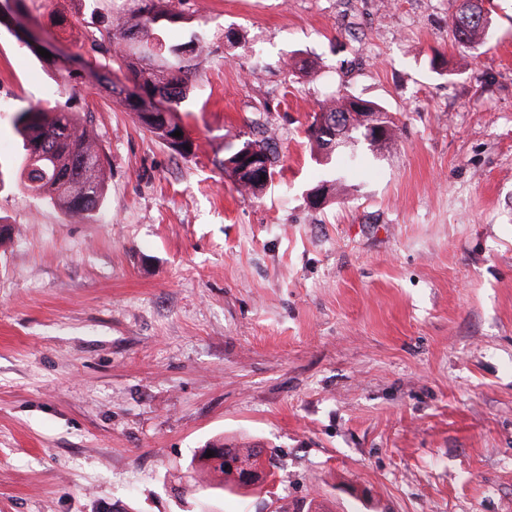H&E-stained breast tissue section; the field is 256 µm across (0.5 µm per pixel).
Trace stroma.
I'll return each mask as SVG.
<instances>
[{
    "label": "stroma",
    "instance_id": "35a3bbf8",
    "mask_svg": "<svg viewBox=\"0 0 512 512\" xmlns=\"http://www.w3.org/2000/svg\"><path fill=\"white\" fill-rule=\"evenodd\" d=\"M173 3L170 38L209 33L194 152L84 82L89 223L13 183L14 113L67 96L0 26V512H512V0L474 47L462 0ZM128 5L29 9L72 52ZM338 91L399 130L316 209L305 130ZM258 131L281 160L244 197L224 144ZM217 438L265 448L267 483L192 469ZM452 24L455 37L459 42L483 44L489 25L491 26V19L487 14L481 16V12H479L477 20H472L471 16H465L462 8Z\"/></svg>",
    "mask_w": 512,
    "mask_h": 512
}]
</instances>
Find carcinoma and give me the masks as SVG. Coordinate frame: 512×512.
Here are the masks:
<instances>
[{
    "instance_id": "carcinoma-1",
    "label": "carcinoma",
    "mask_w": 512,
    "mask_h": 512,
    "mask_svg": "<svg viewBox=\"0 0 512 512\" xmlns=\"http://www.w3.org/2000/svg\"><path fill=\"white\" fill-rule=\"evenodd\" d=\"M180 12L172 7L171 0H136V7L112 23V29L87 31L78 49L81 54H90L94 59L104 60L102 68L112 73L105 60H112L124 66L131 79L147 92L156 91L165 95L173 112L190 105L193 81L196 78V63L205 50L208 33L199 26L191 30L187 40L170 42L165 33L166 24L179 23ZM491 25L489 16H478L473 20L460 12L453 20L456 39L461 43L483 44ZM52 73L75 100L80 93L78 76L64 74L54 68ZM125 109L138 118L142 127L158 141L182 157L193 154L194 141L186 139L176 144L170 141L175 129L161 119L153 120L146 110L132 100V95L120 98ZM361 115L369 112L376 116V122L387 126L386 140L396 137L398 126L393 116L383 106L337 94L326 100L320 114L331 119L345 117V122L323 126L318 116L308 129V141L314 154L332 163L344 148H365L377 151L383 141L369 136L367 128L355 121L351 113ZM13 124L21 138L23 163L18 171V182L32 195L46 199L59 206L67 216L90 220L100 211L107 182L105 154L102 152L92 126L91 116L80 113L71 105L45 108L29 105L19 109ZM259 157V162L269 166L274 173L280 156L264 140L249 136L225 146L222 166L224 173L232 178L236 189L242 194L255 195L262 191L267 182L254 179L245 171L242 159ZM343 176L322 181L310 194L311 203L322 206L342 184ZM199 464L224 476L220 486L233 491L240 488L239 480L224 463L200 456Z\"/></svg>"
}]
</instances>
